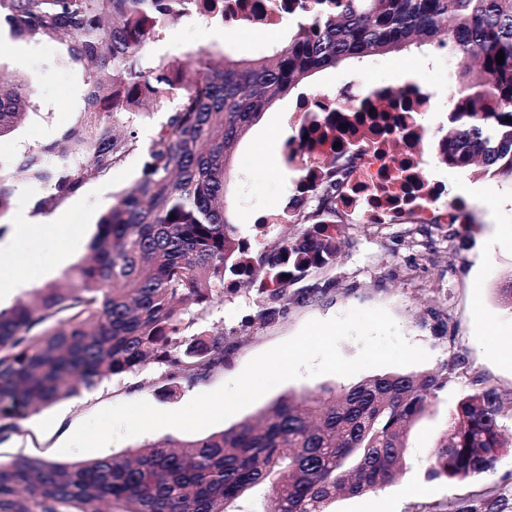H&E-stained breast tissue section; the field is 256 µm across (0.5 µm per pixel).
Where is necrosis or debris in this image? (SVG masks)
<instances>
[{
    "label": "necrosis or debris",
    "mask_w": 512,
    "mask_h": 512,
    "mask_svg": "<svg viewBox=\"0 0 512 512\" xmlns=\"http://www.w3.org/2000/svg\"><path fill=\"white\" fill-rule=\"evenodd\" d=\"M228 26L279 25L295 0H222ZM357 177L338 202L362 224H425L448 213V190L423 173V151L413 138L397 133L360 140Z\"/></svg>",
    "instance_id": "1"
}]
</instances>
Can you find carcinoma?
I'll return each instance as SVG.
<instances>
[{
    "instance_id": "carcinoma-1",
    "label": "carcinoma",
    "mask_w": 512,
    "mask_h": 512,
    "mask_svg": "<svg viewBox=\"0 0 512 512\" xmlns=\"http://www.w3.org/2000/svg\"><path fill=\"white\" fill-rule=\"evenodd\" d=\"M336 9L300 6L288 42L259 60L200 50L195 66L154 60L147 44L199 0H0L19 36L71 40L72 56L92 70L84 118L28 154L18 174L51 183L61 196L90 170L104 171L142 148L139 179L103 214L91 254L60 285L0 311V432L79 388L134 373L165 371L161 391L224 366L233 345L224 332L187 331L241 286L268 295L265 325L308 301L299 283L333 265L344 243L336 199L354 174L357 147L331 155L317 147L336 131L368 122L384 131L387 112L359 115L355 100L319 101L302 113L282 164L298 172L288 203L291 236L265 243L270 229L239 235L224 198L238 143L262 112L311 75L347 59L431 47L455 73L451 110L437 127L436 151L448 168L512 185V0H335ZM504 52V62L497 54ZM31 86L0 80V137L21 121ZM384 100L426 89L413 83L376 90ZM174 107L146 146L133 125L152 104ZM49 156H68L54 167ZM444 373L376 375L311 395L283 396L257 421L205 437H165L134 451L63 464L0 460V512H228L248 489L271 484L262 512H328L338 497H359L396 481L412 425L433 411ZM512 398L493 388L462 394L448 413L426 471L429 480L475 481L512 447L505 418Z\"/></svg>"
}]
</instances>
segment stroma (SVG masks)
<instances>
[{"mask_svg": "<svg viewBox=\"0 0 512 512\" xmlns=\"http://www.w3.org/2000/svg\"><path fill=\"white\" fill-rule=\"evenodd\" d=\"M294 28L291 22L269 30L227 28L192 12L168 24L149 44L147 54L156 60L176 58L189 63L196 51L207 49L256 59L271 45L287 41ZM0 43L6 46L0 52V73L25 79L32 86L24 119L0 138V183L12 192L24 189L34 214L50 217L68 212L73 223L84 225L82 241L69 247L71 262H78L89 254L101 216L140 177L144 156L134 152L107 171L87 174L75 193L61 199L55 198L53 186L23 180L16 169L24 157L81 121L89 72L85 64L72 59L70 43L63 38L15 37L8 25L1 24ZM401 71L414 72L416 84L432 94L427 125L435 128L446 121L453 70L446 59L429 51L345 61L302 81L262 113L236 148L228 190L231 217L242 235H250L256 215L281 209L295 192L297 172L278 166L261 170L254 159L264 149L280 157L292 133L290 116L297 97L332 96L346 90L366 94L382 85L394 86V77ZM425 160L427 171L446 182L449 197L467 200L469 227L349 221L342 252L329 270L315 278L323 287L315 298L289 306L286 314L269 324L255 325L252 317L267 307L268 300L245 287L225 297L200 322L202 330L232 337L235 348L223 366L182 384L168 398L159 392L162 371L153 364L104 381L97 389L80 391L21 421L17 429L0 433V459L26 456L75 463L120 455L159 436H179V429L161 428L113 442L93 454L59 450L83 421L104 408L144 400L160 410L181 409L195 396L235 378L250 360L295 336L309 320H327L353 308H383L401 336L429 355L425 362L411 365V372L440 369L447 381L433 412L409 433L400 478L360 497L337 498L331 512H427L439 502L447 504L448 512H512V447L504 449L494 470L476 483L425 478L433 449L446 428L448 410L461 394L479 383L512 396V309L503 306L498 296L505 276L512 273V236L507 233L512 227V185L441 169L431 150L426 151ZM12 233L10 217H0V275L26 278L27 289L17 294L24 300L51 284L46 271L59 244L45 240L15 248ZM376 374V369L368 368L350 377L326 374L284 382L221 426L228 429L253 418L281 396L312 393L327 383L354 384Z\"/></svg>", "mask_w": 512, "mask_h": 512, "instance_id": "obj_1", "label": "stroma"}]
</instances>
